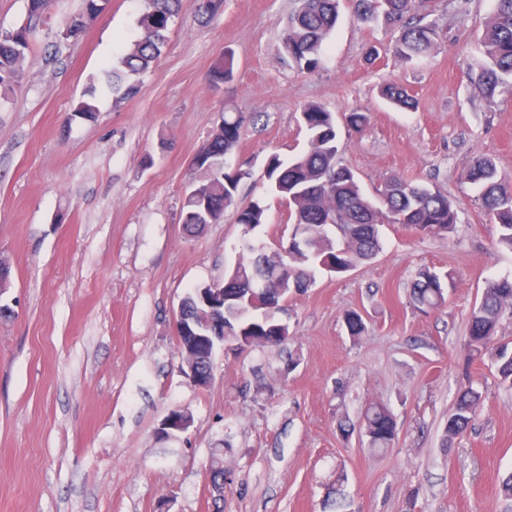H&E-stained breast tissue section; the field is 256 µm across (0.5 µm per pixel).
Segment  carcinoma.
<instances>
[{"mask_svg": "<svg viewBox=\"0 0 512 512\" xmlns=\"http://www.w3.org/2000/svg\"><path fill=\"white\" fill-rule=\"evenodd\" d=\"M198 15L203 22L214 19L224 0H197ZM280 36L281 52L301 71L321 66L324 47L334 33L339 18V0H295ZM147 6L137 20L138 37L103 70L102 80L117 99L135 93L140 75L153 67L165 43V33L183 6V0H146ZM50 0H28V17L15 30L0 29V100H7L22 79L24 65L31 50V36L43 21ZM101 9V0H84L83 10L65 22L78 28ZM425 0H357L356 17L362 22L381 21L394 27L398 36L392 45L393 55L403 63L432 53L436 46L437 25L429 20ZM482 46L486 64L475 83L478 97L493 104L498 88L512 80V0H495V8L485 21ZM233 58L223 57L210 70L212 86L229 81L233 75ZM96 87H89L73 108L72 116L92 120L96 116L93 97ZM381 95L391 104L415 108L416 101L399 84L388 83ZM309 145L298 157L284 162L270 157L267 177L271 192L288 202L293 235L307 236V247L291 244L288 249V272H283L281 255L256 249L243 243L244 256L224 277L247 285L258 279L263 288L252 293L251 302L238 307L224 304V341L228 349L237 350L240 336L250 338V345L279 347L285 343L288 328L267 309L272 295L295 283V291L310 286L320 270L319 262L327 257L336 273L350 271L375 259L382 249L380 227L401 224L422 236H445L454 230L457 212L448 196L439 190L409 183L398 176L388 178L377 201L362 192L353 172L337 160L336 121L333 113L317 103L301 109ZM256 120L243 112L224 114L222 123L213 130L210 140L195 158L200 160L203 177L197 184L216 205L212 214L218 223L228 208H236L237 223L250 231L265 223L267 208L255 201L238 205L237 188L244 173L220 169L222 159L239 145L245 130ZM466 179L479 187V200L498 225L497 244L512 252V183L498 176L495 162L477 158L466 170ZM196 199L185 197L182 214L185 227L193 233L205 222L198 220ZM451 274L425 268L418 273L412 300L418 307L438 308L446 304ZM512 308V280L487 282L481 299L471 312L466 346L471 359L489 356L496 368L498 382L512 388V347L495 340L501 312ZM348 334L360 336L365 330L356 312L345 315ZM482 393L468 386L460 392L448 412L445 435L449 439L462 435L475 419ZM368 445L374 450L390 447L397 435V422L383 406L368 408L361 422Z\"/></svg>", "mask_w": 512, "mask_h": 512, "instance_id": "1", "label": "carcinoma"}]
</instances>
